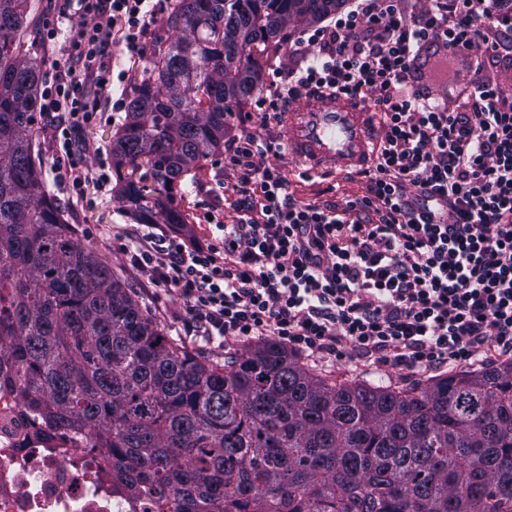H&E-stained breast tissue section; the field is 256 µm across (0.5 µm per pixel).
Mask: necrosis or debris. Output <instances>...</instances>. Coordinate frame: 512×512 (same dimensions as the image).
<instances>
[{"instance_id":"necrosis-or-debris-1","label":"necrosis or debris","mask_w":512,"mask_h":512,"mask_svg":"<svg viewBox=\"0 0 512 512\" xmlns=\"http://www.w3.org/2000/svg\"><path fill=\"white\" fill-rule=\"evenodd\" d=\"M112 485L94 438L59 433L0 384V512H144Z\"/></svg>"}]
</instances>
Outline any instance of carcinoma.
<instances>
[{"instance_id":"cac0c4a2","label":"carcinoma","mask_w":512,"mask_h":512,"mask_svg":"<svg viewBox=\"0 0 512 512\" xmlns=\"http://www.w3.org/2000/svg\"><path fill=\"white\" fill-rule=\"evenodd\" d=\"M346 0H176L112 135L117 193L186 224L259 57ZM32 0H0V359L53 430L94 436L150 512H512V362L415 387L334 380L273 341L224 363L163 333L44 189Z\"/></svg>"}]
</instances>
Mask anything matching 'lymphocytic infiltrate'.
<instances>
[{"label": "lymphocytic infiltrate", "instance_id": "1", "mask_svg": "<svg viewBox=\"0 0 512 512\" xmlns=\"http://www.w3.org/2000/svg\"><path fill=\"white\" fill-rule=\"evenodd\" d=\"M162 0H65L36 38L70 34L41 92L50 169L72 206L92 208L111 164L89 166V129L106 118L112 51L145 63ZM304 67L258 97L280 111L314 90L371 101L383 135L361 195L324 207L295 198L273 165L281 143L245 132L224 146L231 221L197 235L147 231L125 247L139 280L184 307L177 335L226 347L274 339L314 355L359 357L418 379L512 354V0H359L297 45ZM470 57L453 102L423 70L436 53Z\"/></svg>", "mask_w": 512, "mask_h": 512}]
</instances>
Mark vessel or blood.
I'll use <instances>...</instances> for the list:
<instances>
[{
	"mask_svg": "<svg viewBox=\"0 0 512 512\" xmlns=\"http://www.w3.org/2000/svg\"><path fill=\"white\" fill-rule=\"evenodd\" d=\"M377 118L360 100L311 94L288 111V153L312 173L367 167L379 146Z\"/></svg>",
	"mask_w": 512,
	"mask_h": 512,
	"instance_id": "vessel-or-blood-1",
	"label": "vessel or blood"
}]
</instances>
